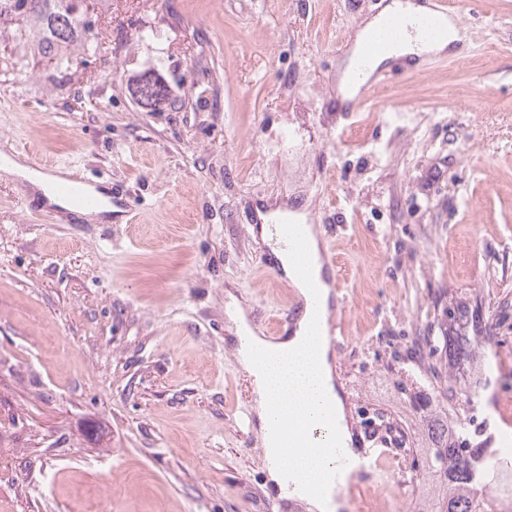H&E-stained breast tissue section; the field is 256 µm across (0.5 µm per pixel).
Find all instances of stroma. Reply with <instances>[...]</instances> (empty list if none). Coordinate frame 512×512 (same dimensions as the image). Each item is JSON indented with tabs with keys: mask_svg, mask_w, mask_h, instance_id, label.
I'll return each mask as SVG.
<instances>
[{
	"mask_svg": "<svg viewBox=\"0 0 512 512\" xmlns=\"http://www.w3.org/2000/svg\"><path fill=\"white\" fill-rule=\"evenodd\" d=\"M387 0H105L97 54L46 66L13 39L0 152L26 146L112 196L111 215H31L0 173V512H268L237 318L258 335L295 290L259 227L315 225L336 260V385L354 442L399 448L340 512H435L437 424L512 421V0L463 11L455 50L386 67L361 112L339 88ZM160 75L149 109L131 88ZM493 339L448 375L446 313Z\"/></svg>",
	"mask_w": 512,
	"mask_h": 512,
	"instance_id": "35a3bbf8",
	"label": "stroma"
}]
</instances>
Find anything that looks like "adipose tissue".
I'll use <instances>...</instances> for the list:
<instances>
[{"mask_svg": "<svg viewBox=\"0 0 512 512\" xmlns=\"http://www.w3.org/2000/svg\"><path fill=\"white\" fill-rule=\"evenodd\" d=\"M440 35L434 41L423 40L419 34L406 33L388 52L373 58L370 69H377L389 60L406 55L441 51L458 39L451 20L440 19ZM306 242L305 254H298L278 241L274 225L261 228L264 239L270 241L271 252L284 275L294 284L304 303L303 312L287 336L269 341L254 334L247 325L238 329L240 364L251 378L254 401L260 425L259 444L267 462V476L284 498L304 502L309 512H338L340 503L335 486L327 485L321 495L307 488L308 478L326 482L328 463L316 451H299L289 455L276 448L269 421L271 407L281 406L292 412H302L316 419L322 403L335 406L336 433L348 438L346 411L336 391L327 345H315L312 332L315 325L329 316L330 290L323 287L325 271L320 262L317 231L313 225H302ZM318 289H310V282Z\"/></svg>", "mask_w": 512, "mask_h": 512, "instance_id": "1", "label": "adipose tissue"}]
</instances>
